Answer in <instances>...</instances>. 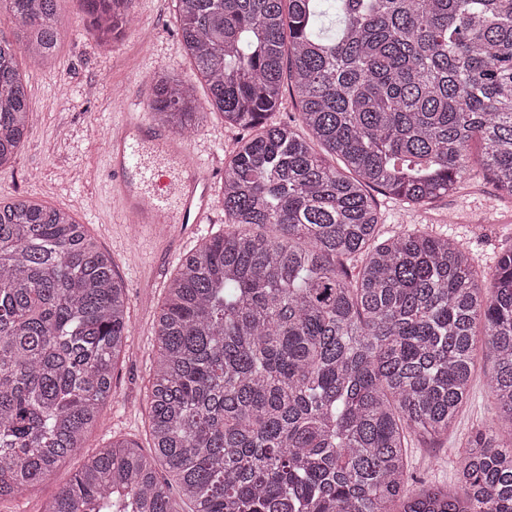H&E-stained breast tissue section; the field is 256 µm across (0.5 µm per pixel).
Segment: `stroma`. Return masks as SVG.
Masks as SVG:
<instances>
[{
	"instance_id": "1",
	"label": "stroma",
	"mask_w": 512,
	"mask_h": 512,
	"mask_svg": "<svg viewBox=\"0 0 512 512\" xmlns=\"http://www.w3.org/2000/svg\"><path fill=\"white\" fill-rule=\"evenodd\" d=\"M175 15L174 0H133L131 25L121 38L102 45L85 33L74 0H65L61 40L52 64L21 67L31 122L15 163L0 170V198L25 197L68 211L111 254L128 295L130 351L117 361L112 398L83 453L67 458L49 478L15 500L0 504V512H46L60 488L81 469L86 454L112 439L136 442L144 450L150 447L146 394L155 359V312L184 255L204 238L224 232L225 223L219 217L202 228L190 226L154 240L136 226L121 223L108 193L103 133L126 106L124 99L113 98V88L137 94L163 69L193 78L194 66L182 50ZM241 135L217 113L196 126L189 144L204 161L213 187L223 183L224 161ZM484 189L481 195L441 198L437 213L454 211L460 221L427 227L432 234L461 240L481 272L494 267L499 254L512 248V223H497L502 203L492 183H485ZM475 341L474 377L454 428L438 441L415 436L409 441V471L418 484L455 486L465 442L477 431L490 429L504 440L512 436L498 420L489 387L493 363L484 351L483 334H476Z\"/></svg>"
}]
</instances>
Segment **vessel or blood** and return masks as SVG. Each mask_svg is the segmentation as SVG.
I'll return each mask as SVG.
<instances>
[{
    "mask_svg": "<svg viewBox=\"0 0 512 512\" xmlns=\"http://www.w3.org/2000/svg\"><path fill=\"white\" fill-rule=\"evenodd\" d=\"M105 145L112 170L108 190L124 223L150 230L211 223L214 206L208 198L203 162L181 138L160 124L147 127L130 117L108 129ZM147 152L176 161L169 185H161L159 166L144 161Z\"/></svg>",
    "mask_w": 512,
    "mask_h": 512,
    "instance_id": "vessel-or-blood-1",
    "label": "vessel or blood"
}]
</instances>
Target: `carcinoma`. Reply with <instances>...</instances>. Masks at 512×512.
I'll return each instance as SVG.
<instances>
[{"label":"carcinoma","instance_id":"1","mask_svg":"<svg viewBox=\"0 0 512 512\" xmlns=\"http://www.w3.org/2000/svg\"><path fill=\"white\" fill-rule=\"evenodd\" d=\"M0 1L2 169L30 123L19 57L54 56L64 0ZM76 2L101 41L130 22L132 0ZM176 3L210 106L246 131L224 163L227 229L182 258L154 317V457L97 449L48 512H174L175 485L189 512H512V440L475 433L452 491L412 490L406 446L454 427L478 322L512 427V250L481 275L455 239H382L371 195L432 207L472 181L477 140L512 199V0H337L334 35L320 0ZM285 73L296 126L268 122ZM150 107L179 133L204 117L164 70ZM127 306L84 225L0 199V503L82 450L129 349Z\"/></svg>","mask_w":512,"mask_h":512}]
</instances>
